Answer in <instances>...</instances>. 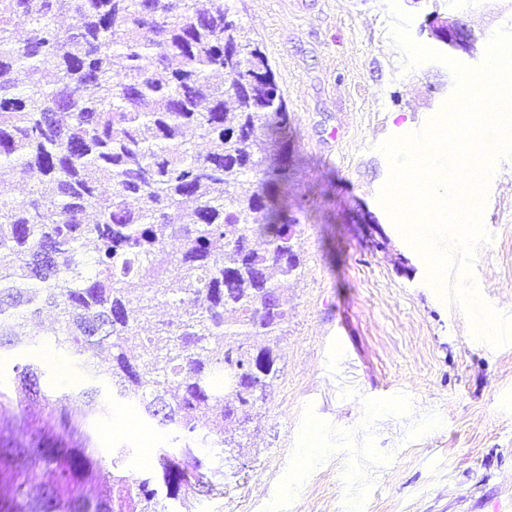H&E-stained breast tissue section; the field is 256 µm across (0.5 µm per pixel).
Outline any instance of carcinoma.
<instances>
[{"label": "carcinoma", "instance_id": "1", "mask_svg": "<svg viewBox=\"0 0 512 512\" xmlns=\"http://www.w3.org/2000/svg\"><path fill=\"white\" fill-rule=\"evenodd\" d=\"M288 122L224 0H0V186L36 176L22 199L0 198V352L49 309L55 350L93 381L84 356L107 354L112 397L183 442L158 448L145 478L112 458L108 494L78 512H169L156 481L168 500L211 497L241 451L235 431L279 377L282 283L301 265L276 192ZM159 303L179 320L153 321ZM130 336L145 340L131 349ZM14 370L21 392L59 403L39 365ZM31 453L67 454L62 484L98 477L82 451Z\"/></svg>", "mask_w": 512, "mask_h": 512}]
</instances>
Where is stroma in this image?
<instances>
[{
	"mask_svg": "<svg viewBox=\"0 0 512 512\" xmlns=\"http://www.w3.org/2000/svg\"><path fill=\"white\" fill-rule=\"evenodd\" d=\"M259 44L288 106L290 175L282 192L301 259L285 284L290 314L281 371L255 409L223 494L192 512H494L512 504V345L474 338L466 312L426 280V260L379 200L389 176L381 144L441 112L455 79L443 63L409 66L389 0H229ZM413 41L479 66L512 0H398ZM460 22L473 43L451 51L433 19ZM471 285L512 313V158L499 160ZM51 318L0 360V448H81L127 475L150 458L124 427L127 407L72 409L28 400L14 368L43 360ZM40 385L75 398L86 381L56 352ZM56 468L0 469V498L38 512Z\"/></svg>",
	"mask_w": 512,
	"mask_h": 512,
	"instance_id": "35a3bbf8",
	"label": "stroma"
}]
</instances>
